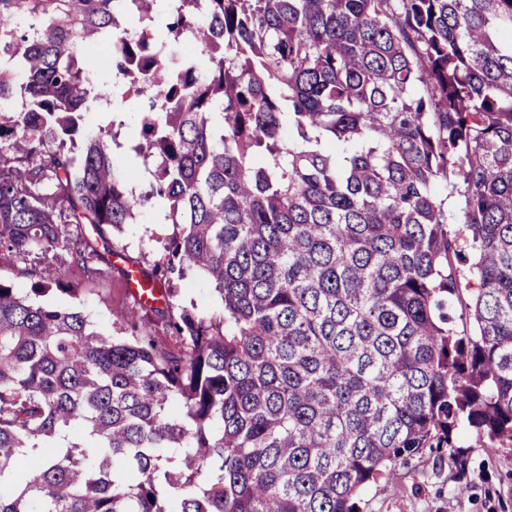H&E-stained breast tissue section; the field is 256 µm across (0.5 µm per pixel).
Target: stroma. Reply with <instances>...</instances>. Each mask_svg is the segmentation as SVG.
<instances>
[{
    "label": "stroma",
    "mask_w": 512,
    "mask_h": 512,
    "mask_svg": "<svg viewBox=\"0 0 512 512\" xmlns=\"http://www.w3.org/2000/svg\"><path fill=\"white\" fill-rule=\"evenodd\" d=\"M156 226L153 213L128 225L120 239V257L151 268L160 250L151 239ZM71 282L74 293H51L49 302L81 305L104 331L113 332V311L131 302L120 266L93 282L76 276ZM462 446L457 464L430 448L399 461L390 475L366 491L363 512H512V451L484 448L472 438Z\"/></svg>",
    "instance_id": "obj_1"
}]
</instances>
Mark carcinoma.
Instances as JSON below:
<instances>
[{"label": "carcinoma", "mask_w": 512, "mask_h": 512, "mask_svg": "<svg viewBox=\"0 0 512 512\" xmlns=\"http://www.w3.org/2000/svg\"><path fill=\"white\" fill-rule=\"evenodd\" d=\"M107 84L148 105L137 186ZM1 101L0 261L93 281L174 229L119 336L0 280V512H362L461 426L512 447V0H0ZM157 210L154 213H148L141 223L129 224L120 239V248L117 249L120 260L126 265L124 259L129 257L138 259L140 265L148 270L153 266V260L160 251V245L151 241V232L155 231L157 226ZM129 261V260H128ZM180 295L185 305L194 304L199 310L206 312L217 311L220 308L216 293L212 287L200 278H193L180 284Z\"/></svg>", "instance_id": "carcinoma-1"}]
</instances>
